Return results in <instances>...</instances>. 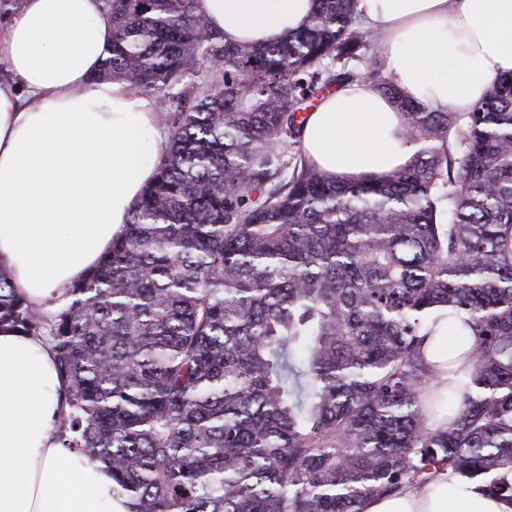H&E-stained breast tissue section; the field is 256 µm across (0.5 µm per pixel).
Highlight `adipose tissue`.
Wrapping results in <instances>:
<instances>
[{
  "label": "adipose tissue",
  "instance_id": "adipose-tissue-1",
  "mask_svg": "<svg viewBox=\"0 0 512 512\" xmlns=\"http://www.w3.org/2000/svg\"><path fill=\"white\" fill-rule=\"evenodd\" d=\"M312 0H196L230 42L299 29ZM103 0H23L0 27V264L17 294L52 307L112 247L154 178L145 144L164 130L148 93L94 74L112 42ZM358 23L403 94L435 111H472L512 73V0H357ZM398 107L354 79L319 98L301 129L308 160L358 179L414 153ZM60 380L42 338L0 330V512H127L112 472L63 448ZM363 512H512L477 479L444 470Z\"/></svg>",
  "mask_w": 512,
  "mask_h": 512
}]
</instances>
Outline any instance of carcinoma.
Here are the masks:
<instances>
[{
	"instance_id": "cac0c4a2",
	"label": "carcinoma",
	"mask_w": 512,
	"mask_h": 512,
	"mask_svg": "<svg viewBox=\"0 0 512 512\" xmlns=\"http://www.w3.org/2000/svg\"><path fill=\"white\" fill-rule=\"evenodd\" d=\"M195 2L105 0L97 78L152 95L167 128L112 249L53 310L0 265V328L53 352L61 444L108 464L128 512H363L447 468L512 501V74L471 112L429 111L347 67L355 0H313L263 46ZM204 68L221 79L184 87ZM354 78L417 149L347 181L291 149L305 101ZM443 321L471 370L425 403Z\"/></svg>"
}]
</instances>
